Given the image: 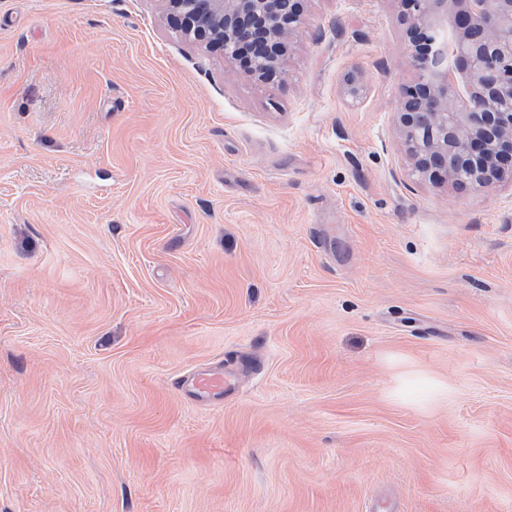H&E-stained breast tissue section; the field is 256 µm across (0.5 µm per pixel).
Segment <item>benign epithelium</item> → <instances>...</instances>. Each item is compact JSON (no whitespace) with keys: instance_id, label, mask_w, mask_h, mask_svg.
I'll list each match as a JSON object with an SVG mask.
<instances>
[{"instance_id":"obj_1","label":"benign epithelium","mask_w":512,"mask_h":512,"mask_svg":"<svg viewBox=\"0 0 512 512\" xmlns=\"http://www.w3.org/2000/svg\"><path fill=\"white\" fill-rule=\"evenodd\" d=\"M183 34L223 48L260 83L285 77L302 0H168ZM412 81L396 129L411 174L483 192L512 171V0H399ZM353 101L355 71L343 78Z\"/></svg>"}]
</instances>
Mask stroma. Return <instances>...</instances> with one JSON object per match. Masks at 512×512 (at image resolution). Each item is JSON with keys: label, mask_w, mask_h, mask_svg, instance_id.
Returning <instances> with one entry per match:
<instances>
[{"label": "stroma", "mask_w": 512, "mask_h": 512, "mask_svg": "<svg viewBox=\"0 0 512 512\" xmlns=\"http://www.w3.org/2000/svg\"><path fill=\"white\" fill-rule=\"evenodd\" d=\"M304 7L261 84L0 0V512H512V179L410 174L396 0ZM175 388L190 398L204 403L224 401L225 391L230 390L224 377V365L198 370L174 381Z\"/></svg>", "instance_id": "obj_1"}]
</instances>
